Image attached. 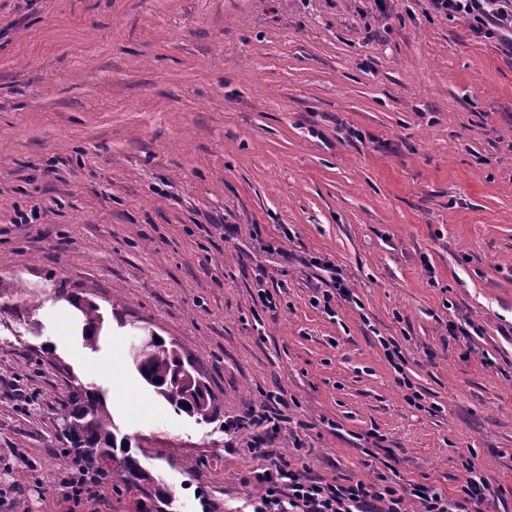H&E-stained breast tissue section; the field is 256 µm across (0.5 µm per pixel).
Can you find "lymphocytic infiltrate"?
<instances>
[{"instance_id": "obj_1", "label": "lymphocytic infiltrate", "mask_w": 512, "mask_h": 512, "mask_svg": "<svg viewBox=\"0 0 512 512\" xmlns=\"http://www.w3.org/2000/svg\"><path fill=\"white\" fill-rule=\"evenodd\" d=\"M433 6L447 16L471 18L479 35L498 39L512 52V0H433ZM253 478L261 493L252 512H409L407 504L413 500L422 512H470L490 491L472 462L453 496L421 483L392 482L382 472L371 482L335 484L309 478L281 460L255 469Z\"/></svg>"}]
</instances>
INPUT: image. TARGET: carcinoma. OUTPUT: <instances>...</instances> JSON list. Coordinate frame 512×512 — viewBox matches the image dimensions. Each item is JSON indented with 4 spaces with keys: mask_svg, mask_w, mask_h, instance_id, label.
<instances>
[{
    "mask_svg": "<svg viewBox=\"0 0 512 512\" xmlns=\"http://www.w3.org/2000/svg\"><path fill=\"white\" fill-rule=\"evenodd\" d=\"M77 308L84 316L83 338L94 349L99 340L98 307L88 302ZM136 368L177 410L196 418L198 423L215 419V397L174 346L161 339L153 341L140 353ZM61 421L62 435L69 444L62 449V462L89 472L114 491L140 495L139 512L174 508L176 497L172 490L142 466L128 438H117L106 400L97 389L82 384L74 386L62 407Z\"/></svg>",
    "mask_w": 512,
    "mask_h": 512,
    "instance_id": "cac0c4a2",
    "label": "carcinoma"
}]
</instances>
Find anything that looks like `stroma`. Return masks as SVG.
Returning <instances> with one entry per match:
<instances>
[{
    "label": "stroma",
    "instance_id": "35a3bbf8",
    "mask_svg": "<svg viewBox=\"0 0 512 512\" xmlns=\"http://www.w3.org/2000/svg\"><path fill=\"white\" fill-rule=\"evenodd\" d=\"M138 326L213 423L141 378ZM77 380L179 512H249L263 461L224 424L271 392L310 477L372 479L381 444L512 512V52L432 0H0V512H138L65 497ZM82 315L84 316V334L83 338L87 345L92 349L96 348L99 340L98 336V321H100V315L98 313V307L93 303L77 304L76 306ZM152 337V333L138 336L140 345H134L135 353L150 345ZM156 337L158 340L154 339L136 360L139 374L178 411L196 417L198 423L212 422L216 417L215 397L195 376L190 362H185L173 345L167 346Z\"/></svg>",
    "mask_w": 512,
    "mask_h": 512
}]
</instances>
